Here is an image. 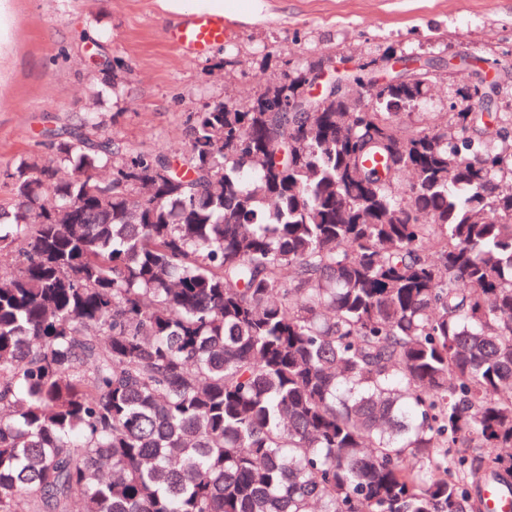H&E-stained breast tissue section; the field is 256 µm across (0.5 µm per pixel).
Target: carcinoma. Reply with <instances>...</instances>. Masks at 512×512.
Instances as JSON below:
<instances>
[{"label": "carcinoma", "mask_w": 512, "mask_h": 512, "mask_svg": "<svg viewBox=\"0 0 512 512\" xmlns=\"http://www.w3.org/2000/svg\"><path fill=\"white\" fill-rule=\"evenodd\" d=\"M86 112L0 207V512H485L512 490V114Z\"/></svg>", "instance_id": "carcinoma-1"}]
</instances>
